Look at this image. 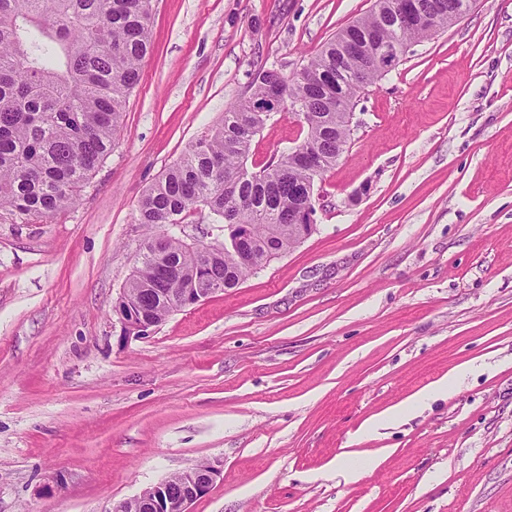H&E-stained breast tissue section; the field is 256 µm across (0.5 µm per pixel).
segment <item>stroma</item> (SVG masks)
Returning a JSON list of instances; mask_svg holds the SVG:
<instances>
[{
	"mask_svg": "<svg viewBox=\"0 0 512 512\" xmlns=\"http://www.w3.org/2000/svg\"><path fill=\"white\" fill-rule=\"evenodd\" d=\"M374 0H152L153 48L79 201L0 208V512H111L219 468L191 512H512V0H476L360 94L318 230L124 339L142 193ZM305 132L272 116L260 170ZM448 399L370 417L463 364ZM379 457L346 481L349 457Z\"/></svg>",
	"mask_w": 512,
	"mask_h": 512,
	"instance_id": "35a3bbf8",
	"label": "stroma"
}]
</instances>
